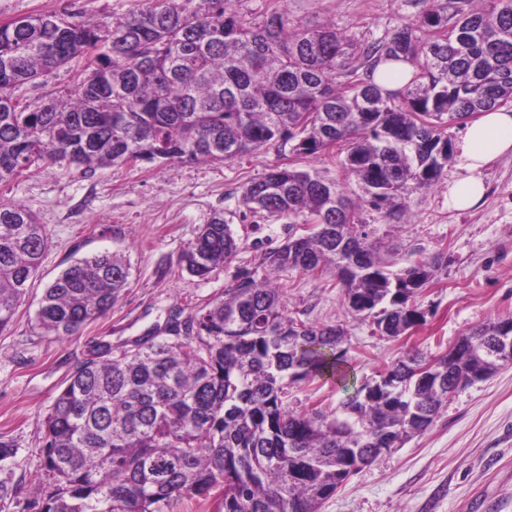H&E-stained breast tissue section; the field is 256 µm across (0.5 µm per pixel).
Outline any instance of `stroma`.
<instances>
[{
	"label": "stroma",
	"instance_id": "1",
	"mask_svg": "<svg viewBox=\"0 0 512 512\" xmlns=\"http://www.w3.org/2000/svg\"><path fill=\"white\" fill-rule=\"evenodd\" d=\"M146 4L0 0V25L39 14L112 21ZM285 7L294 24L330 22L362 40L382 36L421 10L416 0H287ZM75 83L74 68L54 69L18 95L36 106ZM292 159L289 151L271 148L226 161L140 163L92 174L56 161L0 186V200L29 207L51 234L11 331L0 335V438L15 445L14 456L0 461V481L12 489L0 499V512H33L35 489L47 480L38 465L44 416L92 341L104 336L118 345L145 336L164 324L169 308L190 310L223 295L242 270L263 278L259 256L283 241L288 223L244 215L239 188ZM464 175L458 159H451L438 185L407 198L401 222L387 221L367 205L360 211L393 248L399 266L438 252L448 258L447 268L417 298L425 323L408 335L390 340L370 323L346 319L332 275L281 274L290 310L316 325L346 320L356 382L374 377L407 349L435 354L483 322L512 317V154L482 170L483 201L456 210L448 205V188ZM218 210L231 219L241 251L201 280L182 271L180 258ZM105 250L123 253L131 265L119 303L79 335H42L35 314L46 286L73 260ZM347 397L329 382L299 383L289 388L287 400L293 410L330 412ZM320 512H512V365L457 392L425 433L362 467Z\"/></svg>",
	"mask_w": 512,
	"mask_h": 512
}]
</instances>
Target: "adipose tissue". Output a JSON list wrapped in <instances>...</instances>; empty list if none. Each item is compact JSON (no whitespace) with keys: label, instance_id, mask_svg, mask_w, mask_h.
Here are the masks:
<instances>
[{"label":"adipose tissue","instance_id":"adipose-tissue-1","mask_svg":"<svg viewBox=\"0 0 512 512\" xmlns=\"http://www.w3.org/2000/svg\"><path fill=\"white\" fill-rule=\"evenodd\" d=\"M456 152L468 176L449 187L448 203L457 209L470 208L483 198L485 187L479 177L500 156L512 152V110L484 112L468 122L456 144Z\"/></svg>","mask_w":512,"mask_h":512}]
</instances>
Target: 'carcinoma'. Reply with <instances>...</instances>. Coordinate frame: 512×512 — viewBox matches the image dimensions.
Segmentation results:
<instances>
[{"label":"carcinoma","mask_w":512,"mask_h":512,"mask_svg":"<svg viewBox=\"0 0 512 512\" xmlns=\"http://www.w3.org/2000/svg\"><path fill=\"white\" fill-rule=\"evenodd\" d=\"M196 6L189 7V4ZM234 0H155L112 22L35 15L0 25V186L67 159L87 172L122 163L229 160L291 145L303 160L334 148L342 177L276 165L239 204L288 220L257 281L124 345L100 341L77 362L43 422L38 512H165L202 500L215 512H319L354 471L424 433L450 386L477 382L512 318L483 323L435 355L418 348L377 371L335 412L288 407V387L350 379L344 323L286 313L282 272L329 273L347 316L397 339L425 322L416 299L441 253L393 270L367 204L388 220L405 197L436 185L452 158L449 126L512 103V0H419L416 20L358 40L333 24L292 27L269 0L245 21ZM81 63L73 90L41 105L15 92ZM413 66L400 89L375 84L388 63ZM312 224L304 235L293 220ZM50 244L29 208L0 201V333L14 323ZM239 246L214 212L181 258L205 278ZM130 277L124 256L75 260L45 289L36 325L75 336L106 316Z\"/></svg>","instance_id":"carcinoma-1"}]
</instances>
